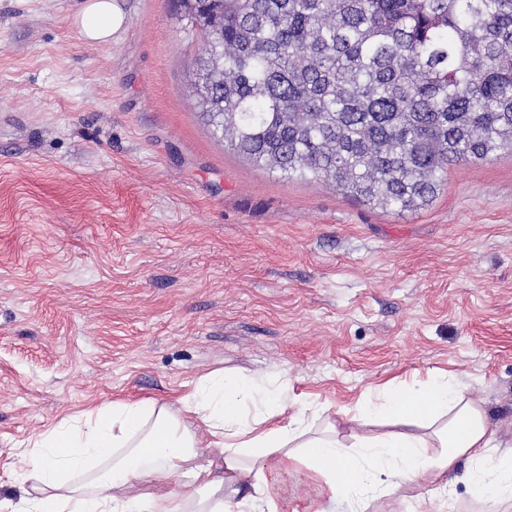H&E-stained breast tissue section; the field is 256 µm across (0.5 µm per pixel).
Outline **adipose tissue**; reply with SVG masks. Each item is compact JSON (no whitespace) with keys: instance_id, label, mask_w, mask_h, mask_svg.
<instances>
[{"instance_id":"obj_1","label":"adipose tissue","mask_w":512,"mask_h":512,"mask_svg":"<svg viewBox=\"0 0 512 512\" xmlns=\"http://www.w3.org/2000/svg\"><path fill=\"white\" fill-rule=\"evenodd\" d=\"M123 22L113 0H84L74 24L105 42ZM307 411L287 382L267 389L221 373L167 403L115 400L18 448L24 488L0 512H368L422 477L430 490L411 512H453L457 475L492 505L512 502V451L494 445L483 401L447 375L388 385L344 421L324 405L318 427ZM380 413L387 430L365 433ZM283 471L304 473L313 494L284 501ZM177 473L187 492L173 489Z\"/></svg>"}]
</instances>
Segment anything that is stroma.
<instances>
[{
	"label": "stroma",
	"instance_id": "1",
	"mask_svg": "<svg viewBox=\"0 0 512 512\" xmlns=\"http://www.w3.org/2000/svg\"><path fill=\"white\" fill-rule=\"evenodd\" d=\"M0 0V473L62 418L215 371L354 409L448 372L512 447V153L412 212L238 157L175 0ZM74 24L86 41L106 42L124 22L114 0H84Z\"/></svg>",
	"mask_w": 512,
	"mask_h": 512
}]
</instances>
